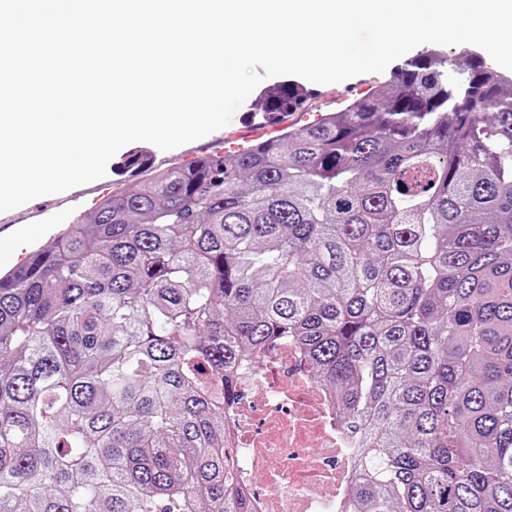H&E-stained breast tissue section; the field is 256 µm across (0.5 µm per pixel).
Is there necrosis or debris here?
<instances>
[{
  "label": "necrosis or debris",
  "instance_id": "4bbe7bcc",
  "mask_svg": "<svg viewBox=\"0 0 512 512\" xmlns=\"http://www.w3.org/2000/svg\"><path fill=\"white\" fill-rule=\"evenodd\" d=\"M282 347L276 364L240 373L245 396L226 415L232 464L252 512H343L357 471L328 390ZM266 476L257 492L252 472Z\"/></svg>",
  "mask_w": 512,
  "mask_h": 512
}]
</instances>
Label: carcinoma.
I'll return each instance as SVG.
<instances>
[{
    "mask_svg": "<svg viewBox=\"0 0 512 512\" xmlns=\"http://www.w3.org/2000/svg\"><path fill=\"white\" fill-rule=\"evenodd\" d=\"M288 339L356 434L355 512H512V73L428 48L0 275V512H249L224 410Z\"/></svg>",
    "mask_w": 512,
    "mask_h": 512,
    "instance_id": "cac0c4a2",
    "label": "carcinoma"
}]
</instances>
